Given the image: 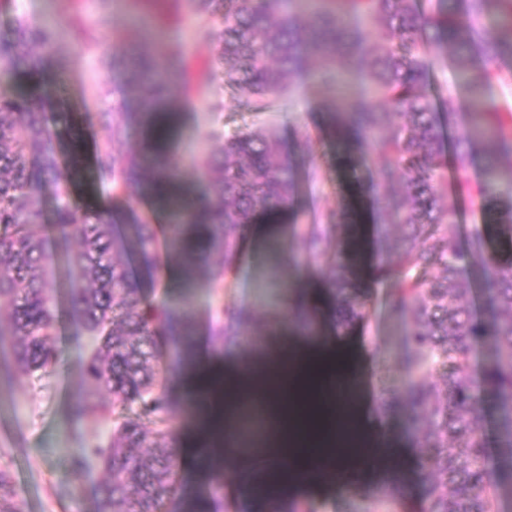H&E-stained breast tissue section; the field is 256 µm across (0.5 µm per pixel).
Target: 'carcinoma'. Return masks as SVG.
<instances>
[{
    "instance_id": "carcinoma-1",
    "label": "carcinoma",
    "mask_w": 512,
    "mask_h": 512,
    "mask_svg": "<svg viewBox=\"0 0 512 512\" xmlns=\"http://www.w3.org/2000/svg\"><path fill=\"white\" fill-rule=\"evenodd\" d=\"M302 22L286 0H190L192 12L208 23L197 37L214 44L219 64L232 62L228 81L246 86L255 112L267 97L291 86L307 48L327 69L325 83L361 63L373 99L336 98L325 113L331 131L379 152L378 205L385 212L383 273L393 280L394 306L411 325L412 351L405 360L413 375L405 399L387 398L383 411L406 405L421 423L427 484L423 512H501L500 470L512 466V237L499 238L492 251L490 231L469 235L457 245L458 215L448 206V162L465 172L475 147L487 145V185L501 181L512 189V113L485 101L494 80L512 85V0H465L460 13L447 0H315ZM360 17L382 29L370 48L343 20ZM52 31L20 16L8 37L0 36V335L11 336L14 361L27 374L43 377L59 365L52 341L59 309L51 287L55 255L47 232L75 243L69 253L70 314L90 340L83 362L84 396L77 415L110 425L107 442L79 452L73 474L96 459L107 473L98 488V512H182L179 464L173 449L145 451L146 423L155 435L171 437L172 404L166 365L172 340L192 335V314L142 295L127 273L125 253L113 225L127 224L141 265L160 264V251L173 253L186 272L210 288L224 287L235 267L245 228L260 215L276 223L298 193L296 164L281 156L277 137L204 133L221 144L199 171L202 190L192 199L171 197L168 224H155L122 203L132 190L146 193L155 183L178 179L181 160L168 154V125L154 124L144 150L126 149L133 116L146 117L168 100V89L183 79L182 47L172 46L160 66L139 50L124 54L126 85L136 101L131 112H104L103 134L95 144V180L108 203L87 204L70 191L79 171L64 172L62 145L47 116L49 100L41 78L63 62L51 51ZM467 93L464 106L448 97V113L462 126L452 154L442 141L439 116L425 87L429 71L446 56ZM29 88L12 87L18 76ZM56 199L53 224L41 223L40 195ZM334 213L311 224L289 226L301 242L299 263L320 264L325 226ZM485 278L489 316H474L467 269ZM336 299V324L350 329L367 317L366 302L352 297L353 283L341 254L325 274ZM490 337L493 346L482 376L471 361L474 343ZM443 370L446 388L434 373ZM498 411V431L481 427L484 406ZM10 475L0 470V512H18Z\"/></svg>"
}]
</instances>
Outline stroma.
Listing matches in <instances>:
<instances>
[{
  "mask_svg": "<svg viewBox=\"0 0 512 512\" xmlns=\"http://www.w3.org/2000/svg\"><path fill=\"white\" fill-rule=\"evenodd\" d=\"M18 14L59 27L53 53L64 61L65 69L47 72L42 84L59 130L67 129L72 113H80L84 119V135L73 158L81 170L76 189L89 202L103 199L91 177L93 144L101 134L98 116L120 107L124 98L121 66L99 67L97 57L122 54L128 36L135 32L140 35V50L158 58L172 44H182L187 55L184 85L205 75L210 78L204 93L188 96L178 87L171 95L182 127L172 150L185 160L180 178L184 189L200 186L198 172L212 148L200 143L198 132L215 123L228 134L274 131L283 154L299 160L302 171L319 170V182L301 181L293 205L279 224L266 228L264 238L245 235L238 267L224 288L214 291L205 282L183 280L168 289L165 300L191 308L192 341L208 358L248 362L276 343L289 301L322 278L321 272L310 268L294 272L284 264L271 266V253L294 255L299 251L298 243L287 235L286 225L294 221L306 224L313 216L332 211L347 215V223L336 225L324 260L333 262L337 252H344L354 281L366 291L368 317L352 329H336L331 319L336 303L326 298L317 314L310 316L307 330L316 337L326 334L349 342L362 352L368 419L403 436L408 448L406 466L421 473L424 450L415 431L405 417L389 420L380 407L384 398L405 396L411 381L404 364L411 349L410 326L394 311L393 285L379 270L378 238L384 215L372 205L371 182L381 157L326 130L324 115L333 110L336 97L314 76L320 59L303 52L292 90L270 97L265 111L253 112L245 105L246 91L227 83L222 74H209L213 50L209 43L197 39L199 20L185 0H110L102 13L94 0H10L0 6V34L9 30ZM79 15L95 22L93 48H83L71 30ZM483 179L478 161L466 172L447 175L448 203L457 211L464 230L490 220L477 193ZM220 307L233 310L243 320L239 335L221 346L211 336L212 315ZM53 341L62 352V361L51 374L36 378L16 370L11 341L0 336V469L12 478L20 512H97V491L105 477L101 464L93 459L79 474L71 472L72 457L101 430L97 422L73 412L84 393L81 365L89 339L65 315ZM168 363L173 370L174 396L170 420L180 439L192 443L197 438L198 419L186 385L191 369L181 362L180 342L171 344ZM307 498L317 512H397L396 501L382 502L374 490L329 486L308 493Z\"/></svg>",
  "mask_w": 512,
  "mask_h": 512,
  "instance_id": "obj_1",
  "label": "stroma"
}]
</instances>
